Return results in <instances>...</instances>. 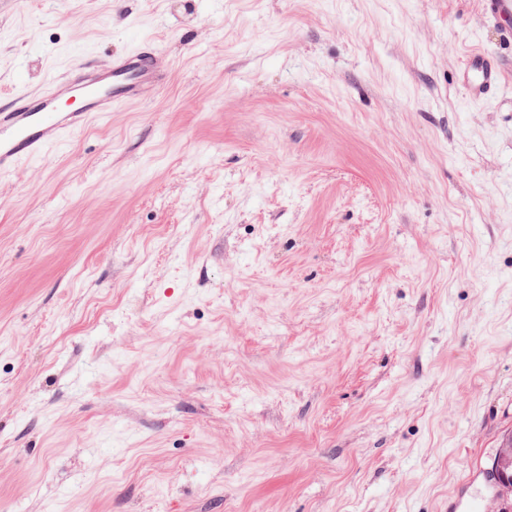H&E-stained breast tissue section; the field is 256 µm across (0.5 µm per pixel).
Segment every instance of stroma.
Wrapping results in <instances>:
<instances>
[{"mask_svg":"<svg viewBox=\"0 0 512 512\" xmlns=\"http://www.w3.org/2000/svg\"><path fill=\"white\" fill-rule=\"evenodd\" d=\"M0 0V91L157 96L0 176V512H448L512 435V15ZM502 58L494 98L456 74Z\"/></svg>","mask_w":512,"mask_h":512,"instance_id":"obj_1","label":"stroma"}]
</instances>
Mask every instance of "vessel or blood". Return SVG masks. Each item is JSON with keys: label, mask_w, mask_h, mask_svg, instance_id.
I'll return each instance as SVG.
<instances>
[{"label": "vessel or blood", "mask_w": 512, "mask_h": 512, "mask_svg": "<svg viewBox=\"0 0 512 512\" xmlns=\"http://www.w3.org/2000/svg\"><path fill=\"white\" fill-rule=\"evenodd\" d=\"M169 70L163 54L141 45L104 64L70 67L40 91L0 95V174L30 160L48 159L90 120L158 92ZM461 72L460 85L472 101L485 100L501 82L498 59L483 50L468 53Z\"/></svg>", "instance_id": "vessel-or-blood-1"}]
</instances>
